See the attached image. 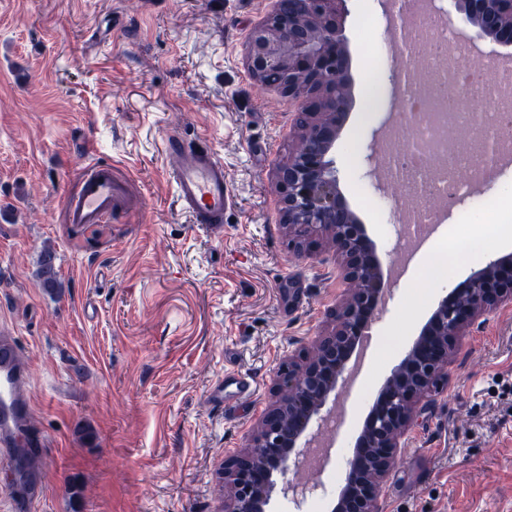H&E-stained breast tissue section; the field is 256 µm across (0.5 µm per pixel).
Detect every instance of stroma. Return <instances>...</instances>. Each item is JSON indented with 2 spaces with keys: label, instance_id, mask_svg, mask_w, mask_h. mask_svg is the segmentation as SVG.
I'll return each instance as SVG.
<instances>
[{
  "label": "stroma",
  "instance_id": "1",
  "mask_svg": "<svg viewBox=\"0 0 512 512\" xmlns=\"http://www.w3.org/2000/svg\"><path fill=\"white\" fill-rule=\"evenodd\" d=\"M274 0H0V325L32 372V422L47 442L33 512H224V460L245 448L276 371L326 328L344 286L336 255L297 256L273 174L288 156L294 107L244 65L249 29ZM354 103L333 157L340 189L376 244L395 256L404 183L369 161L403 126L389 95L402 41L387 0H350ZM373 18V29L363 21ZM180 132L224 165L233 204L222 232L192 223L163 175L160 138ZM105 161L141 211L74 226L64 200ZM493 207H440L432 231L456 280L508 253ZM60 290L36 275L44 245ZM419 249L394 276L372 328V356L404 358L446 287ZM254 392L236 409L211 391L233 374ZM512 304L461 337L448 383L402 439L376 512H512ZM374 392L336 388L339 453L353 446Z\"/></svg>",
  "mask_w": 512,
  "mask_h": 512
}]
</instances>
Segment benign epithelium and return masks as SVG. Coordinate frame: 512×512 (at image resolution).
Masks as SVG:
<instances>
[{"label":"benign epithelium","instance_id":"1","mask_svg":"<svg viewBox=\"0 0 512 512\" xmlns=\"http://www.w3.org/2000/svg\"><path fill=\"white\" fill-rule=\"evenodd\" d=\"M349 0H275L246 39L252 79L296 103L297 143L275 170L281 224L298 255L321 235L336 254V275L349 285L327 330L308 352L277 371L273 401L248 447L224 460V512H266L271 494L301 505L314 489L274 475L303 466L323 420L321 410L345 378L384 301V274L366 225L346 203L331 156L353 103L345 36ZM477 37L512 44V0H456ZM512 304V254L490 260L442 297L407 355L386 378L356 440L345 489L332 512H375L381 486L419 403L448 383L459 337L480 317Z\"/></svg>","mask_w":512,"mask_h":512}]
</instances>
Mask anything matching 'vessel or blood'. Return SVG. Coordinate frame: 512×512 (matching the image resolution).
Masks as SVG:
<instances>
[{
    "label": "vessel or blood",
    "mask_w": 512,
    "mask_h": 512,
    "mask_svg": "<svg viewBox=\"0 0 512 512\" xmlns=\"http://www.w3.org/2000/svg\"><path fill=\"white\" fill-rule=\"evenodd\" d=\"M164 169L178 203L194 223L218 226L233 203L224 179V166L207 149H195L173 132L161 139ZM132 198L111 164L89 166L67 195V223L102 224L113 211L131 206ZM28 362L14 336L0 332V461L5 462L16 488L17 512L44 494L42 437L31 435L32 405Z\"/></svg>",
    "instance_id": "b4317fda"
}]
</instances>
